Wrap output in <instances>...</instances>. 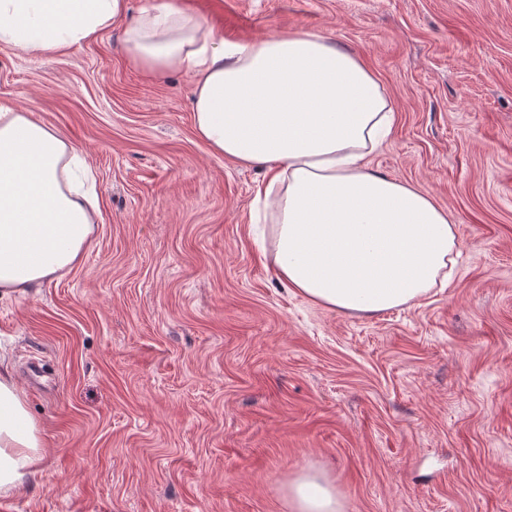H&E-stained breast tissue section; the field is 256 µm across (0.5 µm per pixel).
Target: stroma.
Listing matches in <instances>:
<instances>
[{"label":"stroma","mask_w":512,"mask_h":512,"mask_svg":"<svg viewBox=\"0 0 512 512\" xmlns=\"http://www.w3.org/2000/svg\"><path fill=\"white\" fill-rule=\"evenodd\" d=\"M216 35L313 32L395 112L371 170L455 226L449 287L374 315L283 287L265 178L195 133L193 75L123 26L55 53L0 43V105L84 154L94 245L0 295V361L45 442L12 512H512V0H178ZM295 512H340L336 491L321 474L299 476L290 487Z\"/></svg>","instance_id":"stroma-1"}]
</instances>
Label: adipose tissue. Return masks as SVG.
Returning a JSON list of instances; mask_svg holds the SVG:
<instances>
[{
  "mask_svg": "<svg viewBox=\"0 0 512 512\" xmlns=\"http://www.w3.org/2000/svg\"><path fill=\"white\" fill-rule=\"evenodd\" d=\"M127 14V0H0V43L57 52ZM137 64L191 71L194 128L213 153L265 170L258 189L277 218L281 281L329 309L377 314L450 281L448 214L413 186L371 171L367 156L395 114L359 57L322 35L227 42L158 0L126 30ZM91 168L55 130L0 107V293L72 269L92 246ZM44 441L8 368L0 367V491L35 476ZM295 512H340L317 473L290 487Z\"/></svg>",
  "mask_w": 512,
  "mask_h": 512,
  "instance_id": "ef3b65f1",
  "label": "adipose tissue"
}]
</instances>
